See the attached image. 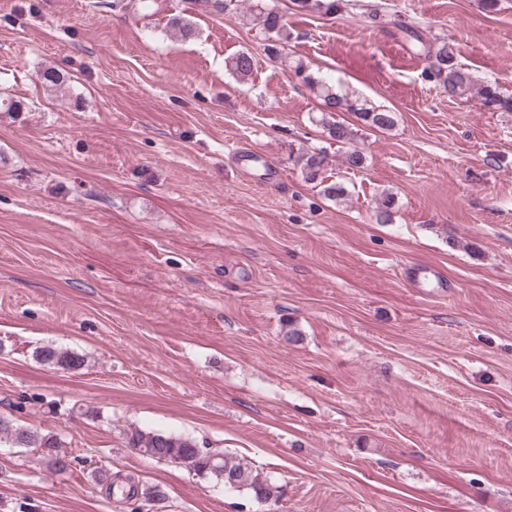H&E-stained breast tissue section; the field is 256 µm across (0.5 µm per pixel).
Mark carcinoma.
I'll use <instances>...</instances> for the list:
<instances>
[{
	"mask_svg": "<svg viewBox=\"0 0 512 512\" xmlns=\"http://www.w3.org/2000/svg\"><path fill=\"white\" fill-rule=\"evenodd\" d=\"M292 4L302 11L325 15H333L346 6L345 0H292ZM261 23L267 32L276 35V38L266 45L267 55L276 60L282 58L288 33L281 16L275 11H270L262 16ZM422 50L431 59V64L424 70L425 78L435 82L452 97L462 98L472 92V78L458 63L456 48L453 45L445 40L435 41L422 45ZM254 65V56L248 51L238 53L226 63L228 71L240 80L251 76ZM291 68L294 75L316 94L323 115L321 123L334 142L349 144L356 138L358 131L343 122L326 120L327 114L350 112L364 126L375 130H387L394 126L395 118L392 112L369 108L358 100L337 94L331 86L309 73L308 67L301 61L292 62ZM479 96L482 106L490 112H512V96L503 94L493 85L481 87ZM301 162L305 178L322 185V193L325 197L342 200L348 195L344 183H325L323 172L328 165L326 151L308 152L301 157ZM395 204L393 194L384 195L379 200L376 211L377 222L391 221ZM36 357L62 370L78 369L84 364V359L79 354L50 346L40 348L36 352ZM127 438L130 447L144 457L163 462L174 459L200 478L222 483L228 490L245 492L257 501L268 502L276 493V487L268 476L230 453L201 448L189 437L134 428L127 432ZM0 443L17 448L41 449L43 459L54 473H63L71 465V459L61 451V442L56 436L43 435L37 431L15 426L3 417L0 418ZM121 496L125 504L133 506L131 512H136L134 509L136 505L160 506L166 500V494L159 486L140 484L131 477L126 479V487L122 488Z\"/></svg>",
	"mask_w": 512,
	"mask_h": 512,
	"instance_id": "carcinoma-1",
	"label": "carcinoma"
}]
</instances>
